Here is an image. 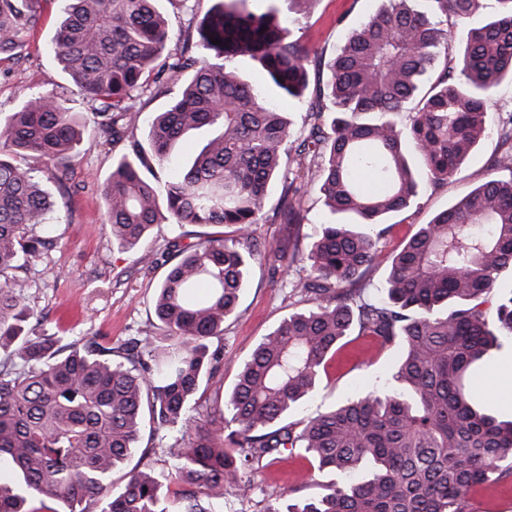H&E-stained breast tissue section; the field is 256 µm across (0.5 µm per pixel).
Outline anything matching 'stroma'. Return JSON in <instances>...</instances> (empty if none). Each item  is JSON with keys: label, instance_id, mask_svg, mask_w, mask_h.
Wrapping results in <instances>:
<instances>
[{"label": "stroma", "instance_id": "obj_1", "mask_svg": "<svg viewBox=\"0 0 512 512\" xmlns=\"http://www.w3.org/2000/svg\"><path fill=\"white\" fill-rule=\"evenodd\" d=\"M40 6L42 24L26 37L20 56L0 61V118L17 109L23 95L50 89L70 96L75 110L88 118L89 104L74 94L54 53L62 4L60 0H40ZM378 6V0H317L307 17L294 22V38L309 51L311 84H318L326 63L335 56L350 26ZM123 150V145L107 142L88 119L72 163L68 190H61L48 180L43 183L58 203L50 228L58 243L30 259L23 295L30 306L45 315V332L59 336L65 344L92 337L116 348L132 338L159 335L154 301L166 271L167 243L182 233L201 237L207 232L199 225L179 227L164 222L154 225L136 250L113 247L102 230L105 208L100 185ZM497 150L496 141L487 142L455 179L436 191L423 193L408 209L391 216L395 228L380 242L376 263L368 274L372 288L383 287L392 256L406 236L487 180ZM145 252L156 255V265L139 262V255ZM308 270L305 261L279 269L266 262L254 265L236 313L225 321L223 336L211 343L212 348L224 350L225 390H232L239 367L261 339L289 313L303 309V302L291 290ZM398 357L397 349L379 347L364 336H349L329 361L319 391L304 403L300 416L316 414L382 385ZM474 392L488 413L501 420L512 418V338L499 337L488 351L474 379ZM174 437L170 430L144 432L127 462L131 468L154 469L164 480V495L172 501L184 491L183 485L167 478V449ZM502 467L506 476L470 491L468 512H512V463L503 462ZM311 473L302 457L284 455L273 465L248 472L251 490L244 495L233 492L214 501L212 512H265L269 495L275 490L298 487L303 496L319 494L329 478L324 475L315 482Z\"/></svg>", "mask_w": 512, "mask_h": 512}]
</instances>
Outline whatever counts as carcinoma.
Listing matches in <instances>:
<instances>
[{
  "label": "carcinoma",
  "mask_w": 512,
  "mask_h": 512,
  "mask_svg": "<svg viewBox=\"0 0 512 512\" xmlns=\"http://www.w3.org/2000/svg\"><path fill=\"white\" fill-rule=\"evenodd\" d=\"M251 2L218 0L196 27L197 58L170 52L159 0H64L58 60L107 140L127 143L100 189L107 236L130 250L163 219L220 228L174 242L179 260L155 301L162 336L117 348L29 336L41 318L21 297L26 262L53 244L57 203L18 160L31 155L64 183L85 122L54 90L27 96L0 122V460L15 475L0 482V512H57L49 500L68 512H170L151 471H129L114 490L147 422L179 432L169 455L189 491L176 512H211L226 491L247 493L245 471L286 452L344 480L286 505L300 488L277 491L266 512H468L470 490L512 457V420L483 412L471 389L494 330L512 334V290L498 291L512 272V112L489 119L497 87L512 81V0H382L326 66L320 93L334 115L310 107L297 138L238 63L259 65L277 98L294 104L307 88L308 51L274 7L257 13ZM38 4L0 0V60L38 26ZM450 18L462 26L444 28ZM177 85L151 122L153 157L169 162L190 131L211 136L161 190L141 175L129 114L133 92ZM492 135L505 150L490 178L419 225L392 259L384 296H368L367 274L393 229L385 218L448 183ZM287 164L304 181L283 186L288 244L273 247L248 229ZM361 172L381 189L366 191ZM311 190L332 219L305 250L300 198ZM263 258L310 262L297 288L311 307L262 338L227 400L219 386L199 397L224 359L210 339ZM355 326L383 348L402 346L395 372L363 396L295 418Z\"/></svg>",
  "instance_id": "1"
}]
</instances>
